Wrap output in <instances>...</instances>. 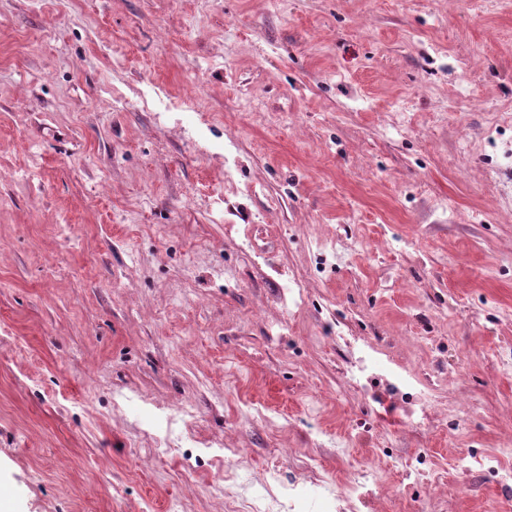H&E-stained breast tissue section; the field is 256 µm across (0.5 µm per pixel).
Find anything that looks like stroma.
<instances>
[{"label":"stroma","instance_id":"stroma-1","mask_svg":"<svg viewBox=\"0 0 512 512\" xmlns=\"http://www.w3.org/2000/svg\"><path fill=\"white\" fill-rule=\"evenodd\" d=\"M508 347L512 0H0V512H219L229 460L290 512L372 461L378 512H512ZM382 353L368 346L365 352L356 358L349 367V376L353 384L363 390L366 396L369 395L368 386L373 381L383 380L390 389L400 397L405 405L404 424L410 430H418L430 422V395L421 386V380L404 369L396 370L390 366L383 365L378 355ZM378 368L375 372L372 369ZM191 414L189 404L171 406L162 411V421L155 427L161 435L163 443L169 448H178L180 436L175 434L179 423L185 424L186 418Z\"/></svg>","mask_w":512,"mask_h":512}]
</instances>
